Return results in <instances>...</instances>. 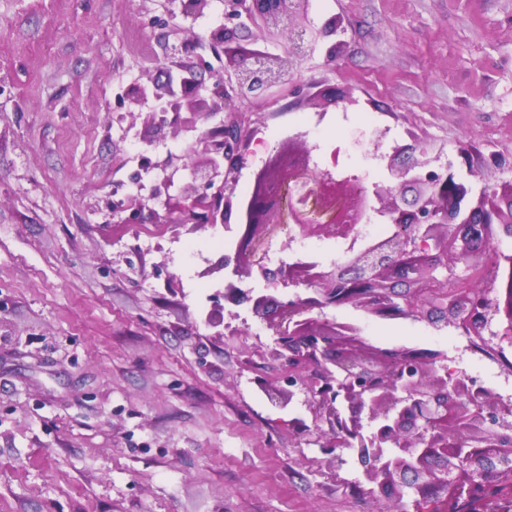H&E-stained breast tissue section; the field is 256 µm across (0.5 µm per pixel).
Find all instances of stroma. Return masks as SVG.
Returning a JSON list of instances; mask_svg holds the SVG:
<instances>
[{
    "mask_svg": "<svg viewBox=\"0 0 512 512\" xmlns=\"http://www.w3.org/2000/svg\"><path fill=\"white\" fill-rule=\"evenodd\" d=\"M333 15L335 68L321 39L296 86L238 101L233 190L253 185L261 135L370 182L417 138L432 169L512 183V0H310L306 23ZM182 25L178 0H0V512H381L354 451L297 434L314 422L303 387L283 408L261 391L287 373L250 303L225 305L223 335L200 320L223 285L197 272L233 255L237 214L211 228L112 211L168 175L174 196L205 191L183 166L192 133L148 134L130 113L167 56L212 62ZM324 316L381 348L432 337L512 404V367L486 368L454 325Z\"/></svg>",
    "mask_w": 512,
    "mask_h": 512,
    "instance_id": "obj_1",
    "label": "stroma"
}]
</instances>
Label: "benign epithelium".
<instances>
[{
	"label": "benign epithelium",
	"instance_id": "7a95c632",
	"mask_svg": "<svg viewBox=\"0 0 512 512\" xmlns=\"http://www.w3.org/2000/svg\"><path fill=\"white\" fill-rule=\"evenodd\" d=\"M209 2L179 0L180 13L198 18ZM308 2L227 0L234 26L216 27L202 38L190 35L196 46L224 52L226 74H217L208 96L200 93L203 71L193 62L179 63L162 84L133 88L135 106L151 96L166 99L158 112L138 110L147 128L173 125L181 109L189 108L183 128L195 135L187 158L209 192L175 200L166 177L130 205L148 210L157 224L224 223V163L240 161L245 137L233 98L294 83L318 37L346 31L345 18L336 15L318 34L300 24V8ZM270 26L286 36V68L258 46L256 30ZM220 114L219 124L209 125ZM428 154L418 139L396 147L389 155V179L368 186L310 167L302 142L282 143L255 175L234 261L224 257L200 276L225 271L224 301L252 303L254 316L275 335L270 357L293 370L314 368L302 382L314 415L328 426L323 447L356 451L364 480L386 501L411 491L420 500L441 502L448 512H471L478 501L500 494L503 475L512 470V404L448 375L436 352L375 348L351 325L310 316L315 309L348 304L378 317L456 324L476 337L495 319L497 330L486 341L512 335L511 254H494L492 265L502 273L491 283L448 287L460 280L458 265L469 270L485 258L481 247L496 232L512 237V185L475 197L453 172L426 169ZM289 185L294 191L288 195V223L305 237L352 240L373 211L387 217L395 232L331 270L308 259L272 270L254 259V251L269 226L283 223L282 188ZM151 201L161 203L164 214L149 207ZM255 275L269 292L242 287ZM280 286H304L311 294L283 301L274 296Z\"/></svg>",
	"mask_w": 512,
	"mask_h": 512
}]
</instances>
